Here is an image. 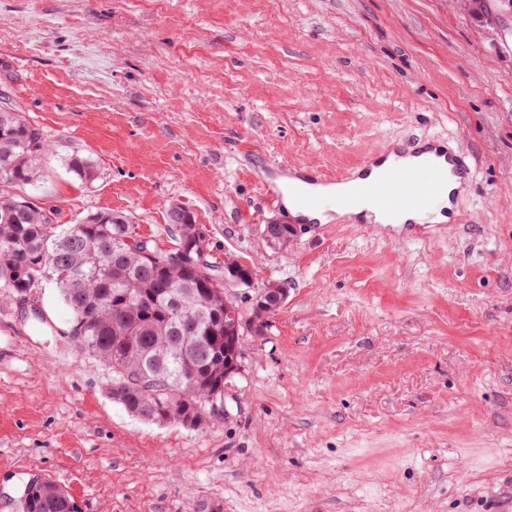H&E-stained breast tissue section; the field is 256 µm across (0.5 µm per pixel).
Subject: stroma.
<instances>
[{"label": "stroma", "instance_id": "35a3bbf8", "mask_svg": "<svg viewBox=\"0 0 512 512\" xmlns=\"http://www.w3.org/2000/svg\"><path fill=\"white\" fill-rule=\"evenodd\" d=\"M487 2L0 0V105L50 146L18 195L165 248L181 204L211 261L288 288L199 430L108 397L55 284L0 305V512L35 475L78 512H512V6ZM423 139L476 160L463 229L264 240L292 221L262 210L268 159L347 173Z\"/></svg>", "mask_w": 512, "mask_h": 512}]
</instances>
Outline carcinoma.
Masks as SVG:
<instances>
[{
    "label": "carcinoma",
    "instance_id": "obj_1",
    "mask_svg": "<svg viewBox=\"0 0 512 512\" xmlns=\"http://www.w3.org/2000/svg\"><path fill=\"white\" fill-rule=\"evenodd\" d=\"M46 151L40 131L12 108H0V188L24 186L37 178V162ZM68 170L81 179L94 167L73 155ZM54 210L36 197L0 194V302L26 296L48 280L55 283L72 312L69 335L112 372L111 398L131 415L156 425L177 423L199 430L211 419L210 407L224 406V381L240 362L242 336L224 325V304H237L224 293V279L246 281L252 266L227 258L212 265V278L198 276L183 256L194 252L205 229L182 209L173 250L147 239L129 243L125 216L101 211L56 232ZM246 307L248 334L263 336L284 285ZM184 313L204 311L183 323ZM190 371L188 387L181 375ZM22 512H76L70 497L52 480L29 481Z\"/></svg>",
    "mask_w": 512,
    "mask_h": 512
}]
</instances>
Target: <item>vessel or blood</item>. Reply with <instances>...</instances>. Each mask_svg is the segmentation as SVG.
<instances>
[{
    "label": "vessel or blood",
    "instance_id": "obj_1",
    "mask_svg": "<svg viewBox=\"0 0 512 512\" xmlns=\"http://www.w3.org/2000/svg\"><path fill=\"white\" fill-rule=\"evenodd\" d=\"M388 152L368 154L360 165L362 172H369L373 167L387 164L384 176L359 183L354 189L340 197L327 198L309 192L292 193L289 179L295 178L312 186L330 184L331 179L323 174L313 172L304 165H289L273 162L272 167L281 173V180H273L265 185V203L267 208L277 210L282 205L285 195H292L295 208L299 212H311L328 206H335L352 213L369 205L377 209L394 211L427 208L433 199L446 187V176L431 164L420 161L415 166L388 165Z\"/></svg>",
    "mask_w": 512,
    "mask_h": 512
}]
</instances>
